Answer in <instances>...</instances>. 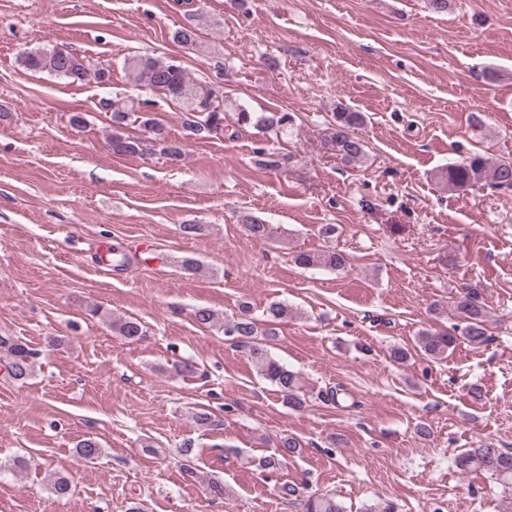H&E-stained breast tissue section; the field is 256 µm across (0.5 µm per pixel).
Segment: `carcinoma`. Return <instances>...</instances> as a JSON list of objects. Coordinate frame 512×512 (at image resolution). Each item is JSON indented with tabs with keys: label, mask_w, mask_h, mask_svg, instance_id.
<instances>
[{
	"label": "carcinoma",
	"mask_w": 512,
	"mask_h": 512,
	"mask_svg": "<svg viewBox=\"0 0 512 512\" xmlns=\"http://www.w3.org/2000/svg\"><path fill=\"white\" fill-rule=\"evenodd\" d=\"M20 64L34 72L54 73L70 83H84L91 79L99 80L98 74L108 73L104 68H94L90 62L62 49L36 48L25 52ZM124 66L135 81L155 92L163 94L172 101L186 116L184 128L190 136L229 135L231 137L246 127L260 128L281 134L287 131L289 115L281 112L255 113L242 104H236L220 96L210 84L194 78L184 67L173 60L151 55H133L124 60ZM101 107L111 113L112 150L122 155H139L147 150V140L125 131L130 118L151 134V140L164 145V151L174 160L183 155L181 146L167 142L163 125L148 117V112L138 109L135 100H100ZM234 113V129L224 124V113ZM365 122L361 112L343 109L336 113V129L329 143L350 163L358 162L365 156V144L355 130ZM448 188L461 190L479 183H489L499 188L512 189V159L490 160L479 152H473L463 160L448 165L442 173ZM243 223L257 237L271 238V230L262 220L250 214L242 216ZM296 265L303 268H322L342 270L348 264L347 256L334 248L320 251H300L294 255ZM454 314L462 321L460 335L449 332L423 330L416 340V351L432 361L448 358V352L455 348L459 338H464L474 346H482L490 340L487 323L489 311L484 303L480 289L472 286L462 288L452 303ZM288 316V305L272 302L266 309V318L257 321L243 312L224 322H218L214 311L201 307L194 313L197 324L205 327L220 326L224 335L236 339L237 343L248 349L257 373L282 394L285 404L294 410L307 405L298 373L288 369L271 356L268 342L276 336V326ZM112 331L128 342H136L144 336L141 321L133 318H119L112 321ZM0 358L4 360L6 373L12 380L25 383L34 371V352L21 340L12 336H0ZM280 452L268 456L264 467L277 469L281 458L301 452V442L288 436L280 440ZM76 451L82 458L92 461L102 453L100 443L93 437H85L77 442ZM455 468L464 474L479 471L499 481L512 492V453L492 444L464 448L453 458ZM50 488L59 498L71 493L69 478L60 472L49 473ZM279 496L285 501L299 504L303 512H344L343 506L330 496L323 495L298 500L297 488L285 481L278 487Z\"/></svg>",
	"instance_id": "1"
}]
</instances>
